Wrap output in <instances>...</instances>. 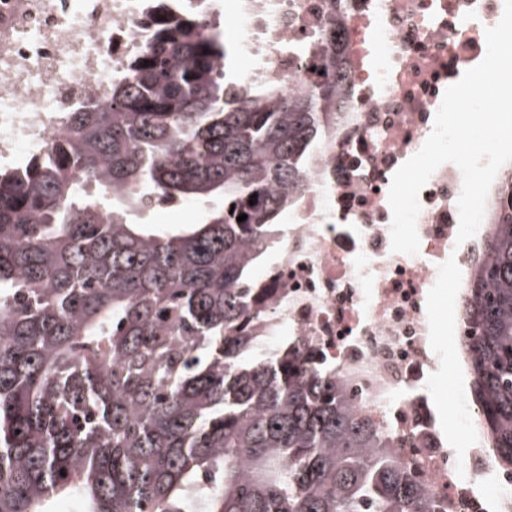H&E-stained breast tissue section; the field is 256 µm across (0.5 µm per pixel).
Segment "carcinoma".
<instances>
[{
  "instance_id": "cac0c4a2",
  "label": "carcinoma",
  "mask_w": 512,
  "mask_h": 512,
  "mask_svg": "<svg viewBox=\"0 0 512 512\" xmlns=\"http://www.w3.org/2000/svg\"><path fill=\"white\" fill-rule=\"evenodd\" d=\"M150 43L69 137L0 171V512H436L394 438L306 343L268 345L254 269L343 104L340 22L293 99L216 75L236 50L195 13ZM462 301L471 393L512 473V173ZM256 195V204H249ZM205 206L175 229L150 201ZM247 215L243 222L237 221Z\"/></svg>"
}]
</instances>
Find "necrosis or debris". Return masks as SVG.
Listing matches in <instances>:
<instances>
[{
    "label": "necrosis or debris",
    "instance_id": "1",
    "mask_svg": "<svg viewBox=\"0 0 512 512\" xmlns=\"http://www.w3.org/2000/svg\"><path fill=\"white\" fill-rule=\"evenodd\" d=\"M328 0H234L235 82L299 95L315 59L304 46ZM346 62L344 111L330 114L304 170L307 186L284 216L287 234L261 279L276 336L313 342L319 363L350 392L357 412L391 432L439 512H512V475L495 472L489 439L460 380L453 395L474 449L459 461L428 405L436 363L431 300L463 296L491 232L457 244L462 175L441 165L421 190L419 252H392L388 191L423 145L445 89L486 53L485 30L504 0H337ZM152 0H0V168L41 154L67 134L66 116L109 98L127 60L151 34ZM493 475L490 497L478 484Z\"/></svg>",
    "mask_w": 512,
    "mask_h": 512
}]
</instances>
